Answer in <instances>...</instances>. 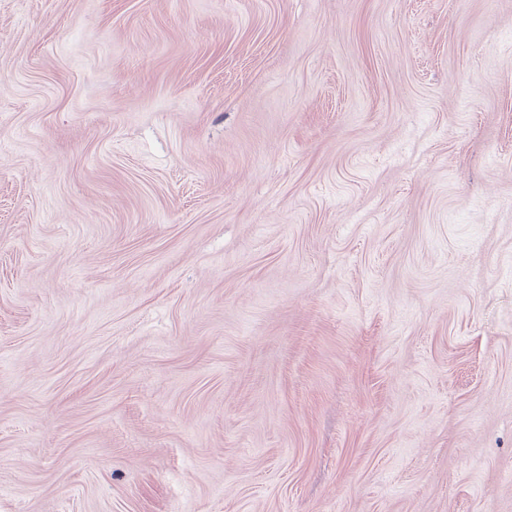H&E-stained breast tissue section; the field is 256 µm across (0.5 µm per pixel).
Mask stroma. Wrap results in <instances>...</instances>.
I'll use <instances>...</instances> for the list:
<instances>
[{
  "label": "stroma",
  "instance_id": "1",
  "mask_svg": "<svg viewBox=\"0 0 512 512\" xmlns=\"http://www.w3.org/2000/svg\"><path fill=\"white\" fill-rule=\"evenodd\" d=\"M0 512H512V0H0Z\"/></svg>",
  "mask_w": 512,
  "mask_h": 512
}]
</instances>
